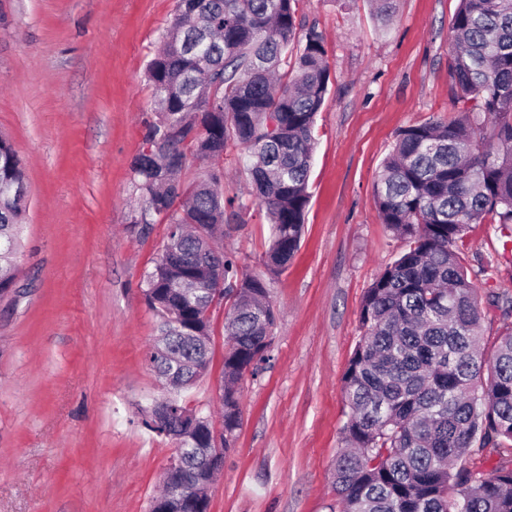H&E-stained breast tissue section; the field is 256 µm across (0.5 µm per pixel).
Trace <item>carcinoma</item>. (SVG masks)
Listing matches in <instances>:
<instances>
[{
  "label": "carcinoma",
  "mask_w": 512,
  "mask_h": 512,
  "mask_svg": "<svg viewBox=\"0 0 512 512\" xmlns=\"http://www.w3.org/2000/svg\"><path fill=\"white\" fill-rule=\"evenodd\" d=\"M303 0H176L164 44L147 65L157 120L146 127L130 171L145 233L167 226L163 250L145 276L144 295L168 348L148 363L177 389L207 374L210 291L231 301L224 330V450L241 427L237 383L266 359L275 315L266 282L241 272L213 247L224 224L247 207L224 199L220 165L232 145L247 151L252 196L265 208L269 273L298 251L310 202L315 118L329 86L322 34L301 32ZM394 0H372L385 23ZM448 60L459 116L402 128L374 181L381 222L404 250L366 289L363 336L343 377L348 448L335 464L343 512H512V463L490 471L461 464L466 449L512 447V330L483 341L478 288L456 249L473 224H512V0H459ZM303 44L290 55L288 48ZM490 127V140L476 130ZM208 164L187 182L191 160ZM24 163L0 134V247L16 250L27 209ZM180 275L199 283L187 298ZM142 425L191 448L168 473L181 487L150 512H208L200 486L211 481L199 449L212 421L178 426L160 403Z\"/></svg>",
  "instance_id": "1"
}]
</instances>
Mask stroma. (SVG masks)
Returning <instances> with one entry per match:
<instances>
[{"mask_svg": "<svg viewBox=\"0 0 512 512\" xmlns=\"http://www.w3.org/2000/svg\"><path fill=\"white\" fill-rule=\"evenodd\" d=\"M458 0H304L326 40L329 92L316 116L301 246L273 277L270 358L241 388L242 425L210 512H341L334 464L343 376L366 288L403 249L373 183L397 132L448 116ZM175 0H0V134L25 163L16 279L0 297V512H148L173 453L141 414L168 388L146 361L159 320L143 278L166 226L137 225L129 168L155 116L146 65ZM271 226L249 204L224 250L265 275ZM480 294L512 297V235L471 225L457 242ZM225 307L212 362L181 398L221 425Z\"/></svg>", "mask_w": 512, "mask_h": 512, "instance_id": "stroma-1", "label": "stroma"}]
</instances>
